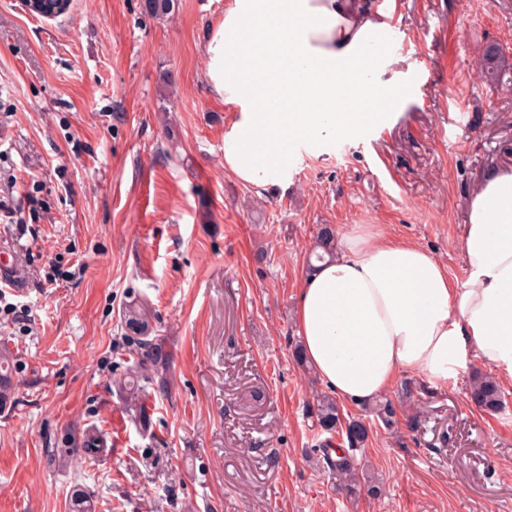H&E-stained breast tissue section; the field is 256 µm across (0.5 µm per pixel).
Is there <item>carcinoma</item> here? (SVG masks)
Instances as JSON below:
<instances>
[{
    "mask_svg": "<svg viewBox=\"0 0 512 512\" xmlns=\"http://www.w3.org/2000/svg\"><path fill=\"white\" fill-rule=\"evenodd\" d=\"M177 0H144L143 8L152 17L168 15L175 10ZM480 73L491 82L512 89V52L499 44L489 46L478 62ZM335 252L334 230L329 224L319 227L314 243V251L307 261L308 269H313V261H322ZM155 313L148 302L140 295L129 298L124 303L118 339L113 351L126 357L123 373L112 379L124 408L132 419L146 427L150 423L144 400L148 396L167 398L170 395L169 369L171 356L156 335L153 325ZM13 360L6 354L0 355V400L6 398L12 385ZM503 391L497 381L487 375L475 374L468 389V400L475 407L495 411L502 404ZM371 410L384 425L391 427L397 423L396 408L390 399H377ZM315 417L321 432L328 434L320 443L321 452L328 469L336 475L339 485L349 495L359 492L361 481L353 459L346 447L361 448L368 437L364 423L353 420L341 423L336 400L322 396L316 405ZM345 434L346 443L332 447L333 434ZM106 451L104 439L94 428H86L72 436L67 445L50 456V461L68 466L77 461H87L99 457ZM67 512H94L93 493L82 485L73 487L67 505Z\"/></svg>",
    "mask_w": 512,
    "mask_h": 512,
    "instance_id": "1",
    "label": "carcinoma"
}]
</instances>
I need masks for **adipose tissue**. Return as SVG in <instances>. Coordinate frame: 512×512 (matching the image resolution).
<instances>
[{
    "label": "adipose tissue",
    "instance_id": "adipose-tissue-1",
    "mask_svg": "<svg viewBox=\"0 0 512 512\" xmlns=\"http://www.w3.org/2000/svg\"><path fill=\"white\" fill-rule=\"evenodd\" d=\"M388 29L365 0H230L202 46L208 88L235 112L225 170L247 186L284 184L292 144L354 135L372 103L393 109L404 89L376 90L361 52ZM460 250L456 283L416 243L356 224L306 275L295 328L332 394L359 405L403 373L438 386L475 362L512 384V167L471 197Z\"/></svg>",
    "mask_w": 512,
    "mask_h": 512
}]
</instances>
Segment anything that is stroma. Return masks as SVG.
Segmentation results:
<instances>
[{
	"label": "stroma",
	"mask_w": 512,
	"mask_h": 512,
	"mask_svg": "<svg viewBox=\"0 0 512 512\" xmlns=\"http://www.w3.org/2000/svg\"><path fill=\"white\" fill-rule=\"evenodd\" d=\"M229 0H73L55 19L0 0V177L45 201L0 223L25 252L24 293L6 289L0 350L15 365L0 408V512H66L71 488L96 512H512V384L495 413L470 377L435 387L400 375L386 429L364 406L358 496L316 453L326 388L299 369L295 302L319 225L380 224L465 278L470 197L512 163V91L475 66L512 45V0H368L388 14L373 73L408 94L367 138L301 148L287 185L248 187L224 170L232 114L207 89L201 50ZM80 274L44 285L56 270ZM156 313L171 395L141 427L110 389L128 289ZM94 425L95 463L50 465L68 432Z\"/></svg>",
	"instance_id": "35a3bbf8"
}]
</instances>
